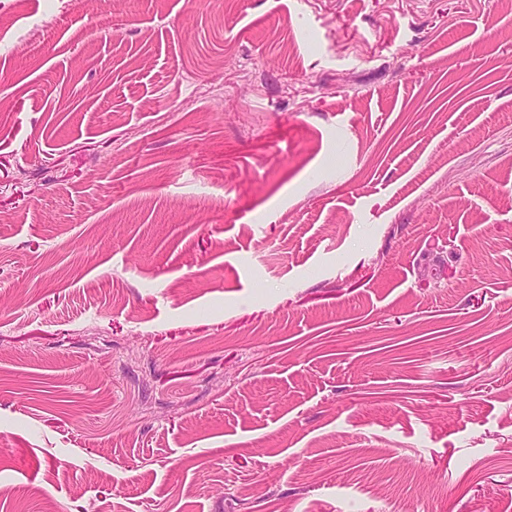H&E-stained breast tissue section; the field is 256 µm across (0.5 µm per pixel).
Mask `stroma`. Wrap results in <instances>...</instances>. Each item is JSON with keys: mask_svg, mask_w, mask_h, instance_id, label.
Returning a JSON list of instances; mask_svg holds the SVG:
<instances>
[{"mask_svg": "<svg viewBox=\"0 0 512 512\" xmlns=\"http://www.w3.org/2000/svg\"><path fill=\"white\" fill-rule=\"evenodd\" d=\"M512 512L502 0H0V512Z\"/></svg>", "mask_w": 512, "mask_h": 512, "instance_id": "1", "label": "stroma"}]
</instances>
